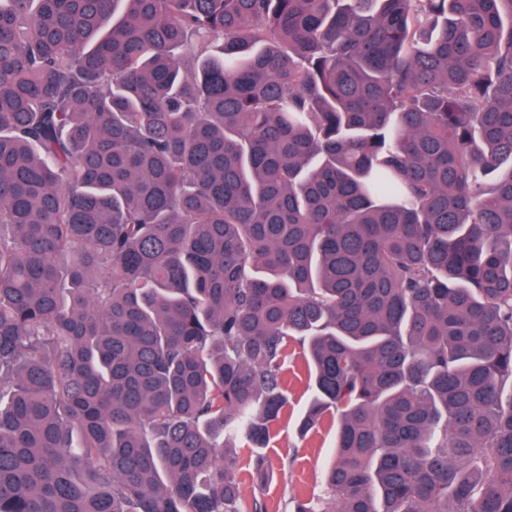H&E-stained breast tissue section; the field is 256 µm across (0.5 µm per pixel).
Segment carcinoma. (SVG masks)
Returning a JSON list of instances; mask_svg holds the SVG:
<instances>
[{
	"mask_svg": "<svg viewBox=\"0 0 512 512\" xmlns=\"http://www.w3.org/2000/svg\"><path fill=\"white\" fill-rule=\"evenodd\" d=\"M512 512V0H0V512ZM283 378L288 390V416L281 419L278 435L270 447L259 450L273 465L270 478L261 487L255 486L248 478L243 485V496L249 510H253L257 503L258 507H266L267 512H282L285 502L293 495L323 494L325 469L333 458L335 425H324L304 439L296 431L313 384L308 363L298 348L288 358Z\"/></svg>",
	"mask_w": 512,
	"mask_h": 512,
	"instance_id": "carcinoma-1",
	"label": "carcinoma"
}]
</instances>
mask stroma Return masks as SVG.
I'll list each match as a JSON object with an SVG mask.
<instances>
[{"mask_svg":"<svg viewBox=\"0 0 512 512\" xmlns=\"http://www.w3.org/2000/svg\"><path fill=\"white\" fill-rule=\"evenodd\" d=\"M288 390V414L278 427V435L265 454L273 472L263 486L247 482L243 496L247 508L265 507L282 512L294 495L317 496L324 491V473L333 458L336 427L324 425L318 431L299 436L296 431L301 411L312 393L310 368L300 352H293L283 373Z\"/></svg>","mask_w":512,"mask_h":512,"instance_id":"1","label":"stroma"}]
</instances>
